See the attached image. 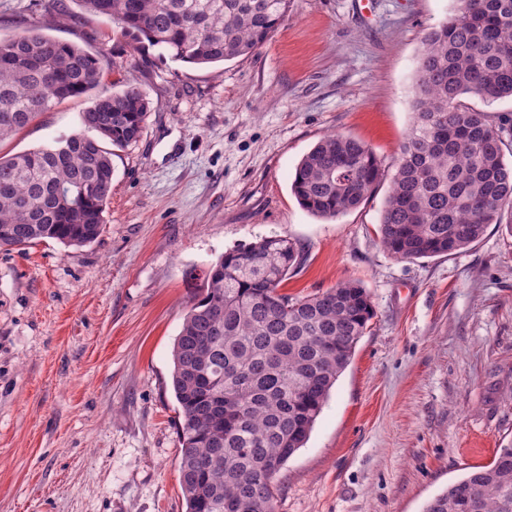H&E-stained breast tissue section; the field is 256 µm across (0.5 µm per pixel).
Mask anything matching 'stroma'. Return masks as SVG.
<instances>
[{
	"label": "stroma",
	"mask_w": 512,
	"mask_h": 512,
	"mask_svg": "<svg viewBox=\"0 0 512 512\" xmlns=\"http://www.w3.org/2000/svg\"><path fill=\"white\" fill-rule=\"evenodd\" d=\"M0 0V38L30 18L142 82V138L112 157L103 235L0 248V512H185L172 348L225 252L282 235L306 252L282 292L344 281L374 316L310 436L273 478L276 512H423L512 446V233L399 259L379 241L388 183L332 220L301 208L295 168L325 134L391 162L412 122L428 28L454 0H293L254 55L220 65L132 50L98 17ZM85 95L38 114L0 154L78 127Z\"/></svg>",
	"instance_id": "35a3bbf8"
}]
</instances>
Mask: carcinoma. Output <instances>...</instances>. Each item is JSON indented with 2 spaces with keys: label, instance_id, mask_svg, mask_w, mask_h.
Returning a JSON list of instances; mask_svg holds the SVG:
<instances>
[{
  "label": "carcinoma",
  "instance_id": "obj_1",
  "mask_svg": "<svg viewBox=\"0 0 512 512\" xmlns=\"http://www.w3.org/2000/svg\"><path fill=\"white\" fill-rule=\"evenodd\" d=\"M172 59L210 66L262 48L291 0H75ZM429 28L414 75L413 121L393 164L329 133L296 166L291 191L334 219L392 185L379 219L401 259L454 255L491 224L512 231V121L465 102L512 101V0H455ZM103 55L26 23L0 39V141L69 98L92 95L79 129L0 156V246L97 241L112 190L113 149L137 143L151 102L135 79L102 87ZM286 236L227 252L206 273L173 350L180 486L186 512H275L274 475L306 443L374 311L365 288L305 297L279 287L304 262ZM424 512H512V446L433 498Z\"/></svg>",
  "mask_w": 512,
  "mask_h": 512
}]
</instances>
